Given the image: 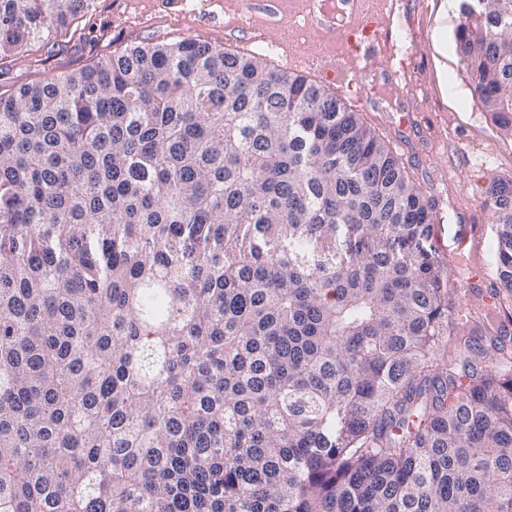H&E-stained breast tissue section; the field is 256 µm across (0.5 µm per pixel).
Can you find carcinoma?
Instances as JSON below:
<instances>
[{
  "label": "carcinoma",
  "instance_id": "cac0c4a2",
  "mask_svg": "<svg viewBox=\"0 0 512 512\" xmlns=\"http://www.w3.org/2000/svg\"><path fill=\"white\" fill-rule=\"evenodd\" d=\"M93 0H0V59ZM512 134V0L460 17ZM484 206L512 291V179ZM324 85L192 39L0 96V512H512V347Z\"/></svg>",
  "mask_w": 512,
  "mask_h": 512
}]
</instances>
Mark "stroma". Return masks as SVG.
<instances>
[{
    "label": "stroma",
    "mask_w": 512,
    "mask_h": 512,
    "mask_svg": "<svg viewBox=\"0 0 512 512\" xmlns=\"http://www.w3.org/2000/svg\"><path fill=\"white\" fill-rule=\"evenodd\" d=\"M391 27L414 31L406 62L378 55L365 80L369 96L392 99L388 112L356 105L365 123L396 151L411 180L434 203L433 231L425 246L443 264L456 302L478 315L471 328L494 331L512 343V292L502 288L496 257L500 227L482 204L488 183L512 178V134L501 131L474 95L456 102L449 85L470 81L456 51L441 53L442 29L456 31L458 12L437 16L440 0H406ZM238 0H94L76 19L79 38L62 49L42 42L0 60V94L80 71L116 50L143 42L190 38L223 45L224 25L238 16ZM408 126H400L402 115Z\"/></svg>",
    "instance_id": "obj_1"
}]
</instances>
